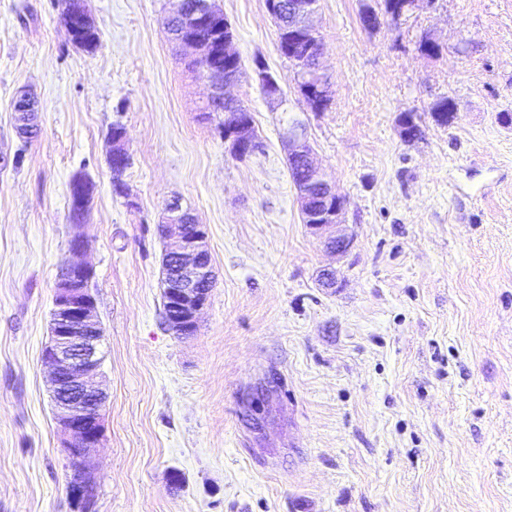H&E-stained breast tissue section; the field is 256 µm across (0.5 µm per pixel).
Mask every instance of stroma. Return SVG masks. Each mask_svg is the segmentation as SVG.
Wrapping results in <instances>:
<instances>
[{"label": "stroma", "instance_id": "obj_1", "mask_svg": "<svg viewBox=\"0 0 512 512\" xmlns=\"http://www.w3.org/2000/svg\"><path fill=\"white\" fill-rule=\"evenodd\" d=\"M87 3L90 53L56 0H0V512H77L42 360L77 235L108 394L87 512H512V0L423 2L372 32L359 13L378 0H319V114L266 0H216L264 144L244 160L164 25L177 0ZM258 57L285 109L265 100ZM22 87L41 105L28 141L12 110ZM443 97L458 106L445 127L431 116ZM293 112L346 201L343 256L302 221L282 138ZM116 123L125 198L108 163ZM79 175L94 192L77 226ZM175 198L218 273L184 337L162 324L156 225ZM328 266L338 284L319 287Z\"/></svg>", "mask_w": 512, "mask_h": 512}]
</instances>
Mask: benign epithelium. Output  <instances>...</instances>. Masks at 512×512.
Masks as SVG:
<instances>
[{"label":"benign epithelium","instance_id":"benign-epithelium-1","mask_svg":"<svg viewBox=\"0 0 512 512\" xmlns=\"http://www.w3.org/2000/svg\"><path fill=\"white\" fill-rule=\"evenodd\" d=\"M267 9L272 18L288 14V32L299 31L305 37L300 53L288 51L293 65L295 89L307 108L315 113L326 111L331 104L330 84L322 70L320 58L323 44L310 18L317 10V0H268ZM63 23L72 43H80V35L96 25L86 0H62ZM215 0H196L192 11L186 10V0H179L171 18L179 21L181 32L177 42L197 60L211 82L207 102L224 99V143L233 155H252L258 151L261 139L253 122H242L239 116L248 111L241 99L228 94L227 89L241 78L238 71L224 70L211 64L213 57L238 58L234 48V33L229 20V34L221 39L202 42L201 25L221 17ZM265 97L278 106L284 102L280 86L259 66L255 69ZM39 111L35 96L27 89H19L13 99L16 128L35 136V127L28 121L31 113ZM288 161L300 166L301 176L293 179L297 191L303 223L316 231L345 223V199L336 185L325 176L309 141L305 123L295 118L283 132ZM129 156L127 134L122 131L110 142V164L115 177L124 171V160ZM161 236L170 241L165 251V262L174 269L167 281V307L162 315L165 329L175 336H187L195 328L198 314L215 286L216 275L207 235L195 214L181 204L169 202L165 216L157 225ZM325 247L337 255L345 254L352 245L345 235L328 236ZM89 268L82 261H73L64 267L55 284L54 308L51 318V336L42 351V357L51 363L50 398L58 425L60 447L69 459L72 474L68 494L76 504L86 503L93 487L85 471V461L102 437V411L107 394L100 388L97 376L103 361V328L95 316V303L89 289L79 285L74 274Z\"/></svg>","mask_w":512,"mask_h":512}]
</instances>
